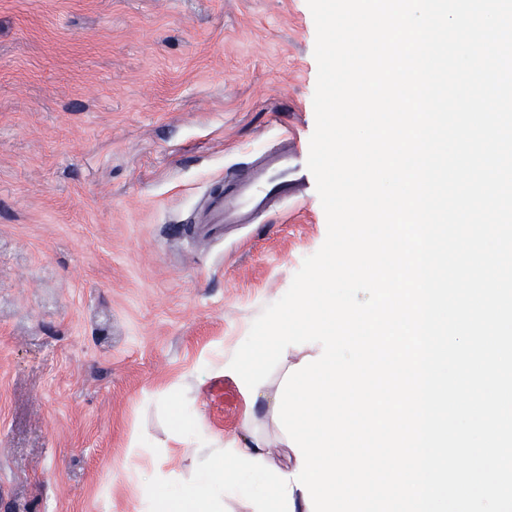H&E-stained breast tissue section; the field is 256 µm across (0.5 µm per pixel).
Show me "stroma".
<instances>
[{"label":"stroma","instance_id":"obj_1","mask_svg":"<svg viewBox=\"0 0 512 512\" xmlns=\"http://www.w3.org/2000/svg\"><path fill=\"white\" fill-rule=\"evenodd\" d=\"M315 38L307 0H0V512H147L238 440L221 368L327 222L311 180L203 223L280 133L308 151Z\"/></svg>","mask_w":512,"mask_h":512}]
</instances>
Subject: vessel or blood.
Listing matches in <instances>:
<instances>
[{
  "mask_svg": "<svg viewBox=\"0 0 512 512\" xmlns=\"http://www.w3.org/2000/svg\"><path fill=\"white\" fill-rule=\"evenodd\" d=\"M305 188L300 152L292 139L282 138L250 168L224 178L221 195L210 201L209 223L251 224L275 202L297 198Z\"/></svg>",
  "mask_w": 512,
  "mask_h": 512,
  "instance_id": "obj_1",
  "label": "vessel or blood"
}]
</instances>
